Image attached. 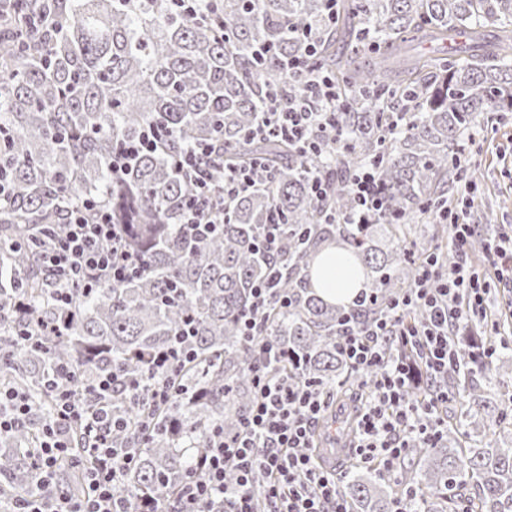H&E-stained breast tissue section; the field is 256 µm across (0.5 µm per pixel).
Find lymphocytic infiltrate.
<instances>
[{
    "label": "lymphocytic infiltrate",
    "instance_id": "lymphocytic-infiltrate-1",
    "mask_svg": "<svg viewBox=\"0 0 512 512\" xmlns=\"http://www.w3.org/2000/svg\"><path fill=\"white\" fill-rule=\"evenodd\" d=\"M282 68L284 81L301 82L305 96L286 99L273 92L256 134L286 139L305 151L319 149L313 138L317 131L330 143H341L337 117L344 102L337 98L332 80L298 57L283 59ZM214 154L213 145L203 142L175 163L191 182L184 223H218L221 206L258 188L251 170L228 167L222 194L214 196L210 185ZM475 190L473 180L463 179L457 190L461 205L446 216L453 229L450 267L428 258L419 266L412 288L393 301L388 318L365 329L346 327L339 339L354 378H366L369 388L353 442L361 463L393 471L411 440L432 448L442 435L444 422L436 413L450 398L447 388L433 387L428 396L418 398L410 387L447 371L449 362L457 358L452 334L456 324L487 317L491 284L474 268L469 253L476 227L468 220V207ZM67 217L65 232L42 254L54 278L52 296L63 307L72 304L75 288H90L104 280L120 282L140 267L124 230L112 224L108 213L74 206L68 208ZM413 305L426 309L424 324L406 319L405 310ZM257 327L256 316L245 319L244 338L257 353L252 367L257 393L250 409L235 432L221 428L212 432L208 451L197 459L178 496L158 512H351L335 473L324 470L312 451L315 432L329 408V391L310 380L275 377L265 356L266 344L255 341ZM193 335L192 322H184L171 343L149 358L145 377L113 372L98 376L86 389L98 403L92 410L73 391L69 367L58 365L52 381L56 415L43 425L35 448L36 489L17 500L14 512H134L119 486L136 455L134 449L112 443L113 433L128 427L112 411V393L120 387L135 390L144 383L152 389L155 406H173L179 390L172 371L190 359ZM75 426L93 437L86 493L81 498L70 496L54 481ZM230 470L236 474L232 485L225 481Z\"/></svg>",
    "mask_w": 512,
    "mask_h": 512
}]
</instances>
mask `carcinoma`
<instances>
[{
  "mask_svg": "<svg viewBox=\"0 0 512 512\" xmlns=\"http://www.w3.org/2000/svg\"><path fill=\"white\" fill-rule=\"evenodd\" d=\"M314 54H304L307 44ZM349 48L342 56L340 47ZM512 0H206L195 17L168 0H57L49 16L39 0L0 4V385L33 395L34 423L0 438V503L10 506L34 478V433L51 401L52 369L71 367L80 386L111 371L140 374L191 316L193 360L177 366L180 404L156 415L148 442L132 430L114 439L138 449L119 491L134 503L173 496L219 427L235 428L251 405L254 352L241 332L254 288L270 267L282 277L259 320L257 338L299 361L275 366L327 390L350 375L339 352L344 309L311 291L312 267L325 250L350 252L377 296L354 314L368 326L411 287L417 265L443 250L440 211L460 178L456 147L479 114L512 112ZM305 55L336 79L348 101L338 115L345 145L301 156L274 136H256V113L280 86L278 59ZM405 112L390 133V113ZM149 124L160 149L125 174L112 151ZM210 142L219 161L211 183L221 192L224 167L264 160L261 187L225 206L217 234L194 245L181 224L189 185L173 167L184 150ZM370 167L382 209L365 224H338L359 207L349 183ZM328 175L320 200L307 170ZM95 201L112 223L129 226L142 268L122 282L76 289L73 306L50 296L38 252L62 234L63 205ZM271 224L284 229L283 252L257 254ZM383 234L387 248L374 245ZM57 324L27 340L37 322ZM459 361L448 366L452 398L468 404L472 424L501 426L507 410L486 400L472 379H494L480 328L462 322ZM149 388L116 391L114 412L138 424ZM413 480L428 489L422 512H512V443L478 446L456 416L434 448L415 446ZM354 512H395L398 500L370 469L348 484Z\"/></svg>",
  "mask_w": 512,
  "mask_h": 512,
  "instance_id": "carcinoma-1",
  "label": "carcinoma"
}]
</instances>
